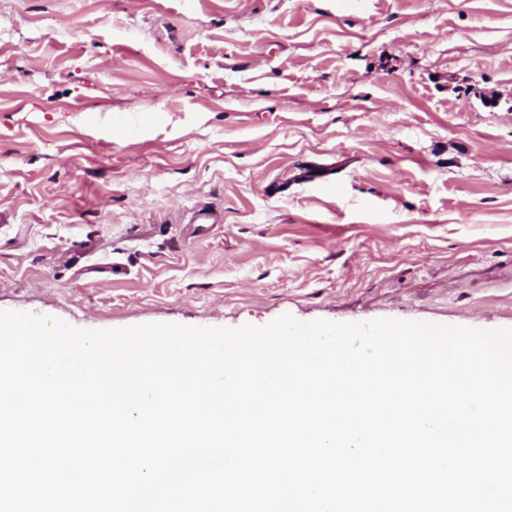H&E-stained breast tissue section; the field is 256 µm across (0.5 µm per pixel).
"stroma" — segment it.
Masks as SVG:
<instances>
[{
    "mask_svg": "<svg viewBox=\"0 0 512 512\" xmlns=\"http://www.w3.org/2000/svg\"><path fill=\"white\" fill-rule=\"evenodd\" d=\"M0 310L512 328V0H0Z\"/></svg>",
    "mask_w": 512,
    "mask_h": 512,
    "instance_id": "obj_1",
    "label": "stroma"
}]
</instances>
